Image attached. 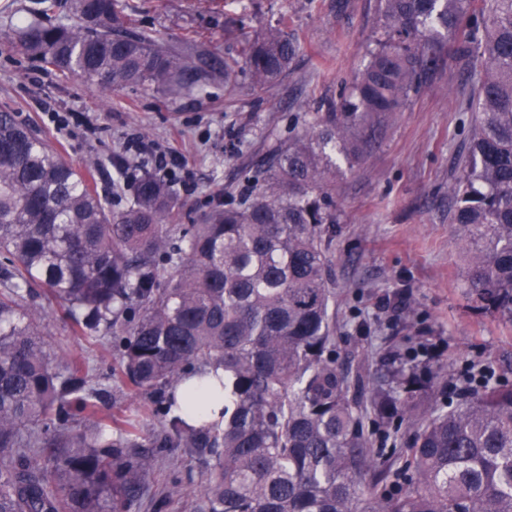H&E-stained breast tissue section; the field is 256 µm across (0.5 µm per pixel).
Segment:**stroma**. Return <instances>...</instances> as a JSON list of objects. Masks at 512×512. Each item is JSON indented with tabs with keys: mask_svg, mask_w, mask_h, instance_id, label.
<instances>
[{
	"mask_svg": "<svg viewBox=\"0 0 512 512\" xmlns=\"http://www.w3.org/2000/svg\"><path fill=\"white\" fill-rule=\"evenodd\" d=\"M33 2L0 0V108L32 123L64 161L90 169L95 190L115 210L131 197L130 189H117L112 167L127 134L176 153L181 167L168 182L183 205L182 224L215 201L235 205L266 189L260 170L270 149L339 100L367 63L379 23L378 0H129L134 28L194 38L222 59L240 58L244 37L282 19L300 51L286 77L260 93L243 74L229 88L218 79L175 95L141 87L104 92L24 53L13 33L30 21ZM457 45L449 38L444 64L379 127L362 156L338 158L332 190L339 362L383 377L396 366L397 353L415 347L426 390L442 408L468 365L512 382V322L474 308L451 221L448 187L469 153L475 86ZM55 112L77 121L57 129ZM34 296L51 353L87 357L96 383L106 384L114 355L69 334L63 310L46 302L42 289ZM174 482L181 493L158 500L157 490ZM199 485L195 460L167 449L138 512H192Z\"/></svg>",
	"mask_w": 512,
	"mask_h": 512,
	"instance_id": "35a3bbf8",
	"label": "stroma"
}]
</instances>
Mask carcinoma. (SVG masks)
Masks as SVG:
<instances>
[{"label": "carcinoma", "mask_w": 512, "mask_h": 512, "mask_svg": "<svg viewBox=\"0 0 512 512\" xmlns=\"http://www.w3.org/2000/svg\"><path fill=\"white\" fill-rule=\"evenodd\" d=\"M474 2L379 0L368 64L315 125L268 153L273 187L244 206L216 202L196 224L174 223L182 203L151 175L111 209L0 110V512H133L158 448L201 461L193 512H512V384L471 372L444 410L417 393L414 367L379 384L351 372L336 360L328 286L335 154L358 155L374 123L420 91L466 18L460 53L481 68L470 152L448 188L452 223L469 298L512 318V0ZM126 8L71 0L76 24L36 18L21 47L104 91L233 83L237 60L133 31ZM299 51L280 25L246 42L253 88L278 82ZM37 286L73 332L119 349L113 390L149 395L150 434L103 415L89 366L51 354ZM211 366L224 377L189 400L199 419L221 399L224 410L195 426L175 390ZM370 412L416 428L402 464L370 448Z\"/></svg>", "instance_id": "carcinoma-1"}]
</instances>
